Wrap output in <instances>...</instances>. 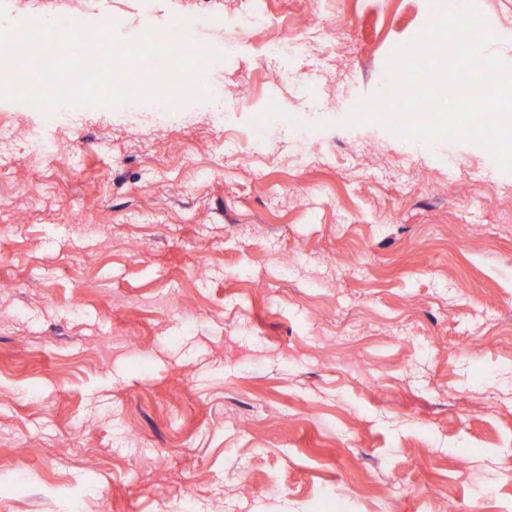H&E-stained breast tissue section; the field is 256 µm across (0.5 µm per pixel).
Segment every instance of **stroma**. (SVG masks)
<instances>
[{"label": "stroma", "mask_w": 512, "mask_h": 512, "mask_svg": "<svg viewBox=\"0 0 512 512\" xmlns=\"http://www.w3.org/2000/svg\"><path fill=\"white\" fill-rule=\"evenodd\" d=\"M267 2L310 51L241 0H67L195 19L223 58L178 128L0 101V512H512V172L345 123L440 11ZM474 2L512 63V0ZM265 4L262 1L250 0L246 2V8L240 13L238 20L240 27L245 29H257L265 23Z\"/></svg>", "instance_id": "stroma-1"}]
</instances>
